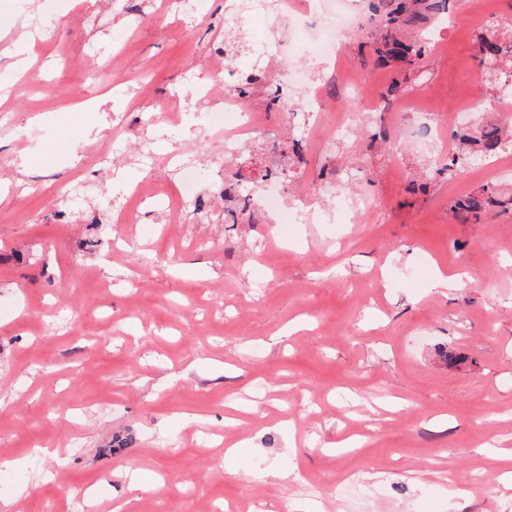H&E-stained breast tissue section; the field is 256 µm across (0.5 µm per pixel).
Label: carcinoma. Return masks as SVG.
Wrapping results in <instances>:
<instances>
[{
    "label": "carcinoma",
    "instance_id": "cac0c4a2",
    "mask_svg": "<svg viewBox=\"0 0 512 512\" xmlns=\"http://www.w3.org/2000/svg\"><path fill=\"white\" fill-rule=\"evenodd\" d=\"M449 0H369L370 26L364 34L375 61L397 64L399 71L412 69L425 54L426 42L419 36L434 28L448 14ZM474 59L482 79L493 87L512 85V20L493 21L476 35ZM238 96L247 97L261 84L253 72H243ZM508 126L489 123L474 134L462 129L452 133L457 146L443 169L459 171L477 157L491 160L501 150ZM498 207L512 211V197H503L487 184L474 194L454 201L450 210L465 221L478 223Z\"/></svg>",
    "mask_w": 512,
    "mask_h": 512
}]
</instances>
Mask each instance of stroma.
<instances>
[{"label":"stroma","mask_w":512,"mask_h":512,"mask_svg":"<svg viewBox=\"0 0 512 512\" xmlns=\"http://www.w3.org/2000/svg\"><path fill=\"white\" fill-rule=\"evenodd\" d=\"M162 4L0 0V512H112L117 497L133 512H337L348 473L355 512H512L499 481L512 458L497 454L512 450V213L471 224L450 211L483 185L512 188V142L486 169L440 172L357 31L337 63L291 51L313 75L337 66L369 83L348 102L353 135L310 151L285 191L317 212L332 172L337 192L376 199L364 223L228 224L209 195L185 223L157 206L131 223L133 184L177 197L186 145L203 186L237 176L199 138L188 94L236 20L258 40L285 33L263 0L161 20ZM450 8L402 94L424 109L483 95L475 35L512 17V0L483 18ZM257 61L293 112L308 109L282 60L248 51L229 67ZM30 80L51 98H16ZM163 106L182 130L144 122ZM142 143L150 161L131 152ZM439 271L464 287H434ZM231 405L251 407L243 425L225 426ZM350 421L371 434L345 448ZM440 461L462 481L484 467L483 487L449 491ZM132 475L150 490L129 491Z\"/></svg>","instance_id":"1"}]
</instances>
